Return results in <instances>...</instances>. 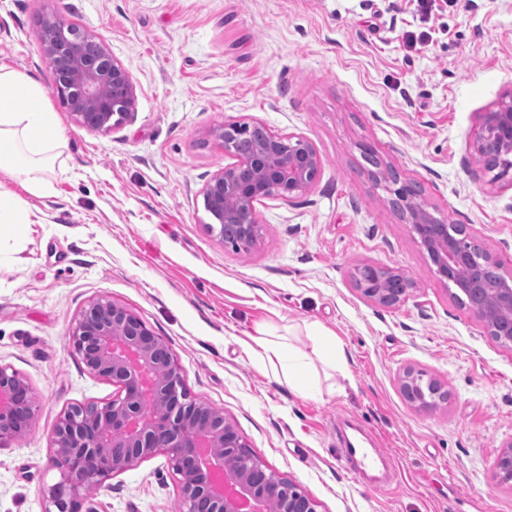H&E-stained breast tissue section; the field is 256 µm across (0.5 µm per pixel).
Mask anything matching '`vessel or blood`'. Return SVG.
Listing matches in <instances>:
<instances>
[{
	"label": "vessel or blood",
	"instance_id": "obj_1",
	"mask_svg": "<svg viewBox=\"0 0 512 512\" xmlns=\"http://www.w3.org/2000/svg\"><path fill=\"white\" fill-rule=\"evenodd\" d=\"M339 460L347 473L372 490L389 489L397 480L391 456L360 439H346Z\"/></svg>",
	"mask_w": 512,
	"mask_h": 512
}]
</instances>
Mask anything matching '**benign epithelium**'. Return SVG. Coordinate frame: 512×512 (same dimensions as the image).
Listing matches in <instances>:
<instances>
[{"label":"benign epithelium","instance_id":"obj_1","mask_svg":"<svg viewBox=\"0 0 512 512\" xmlns=\"http://www.w3.org/2000/svg\"><path fill=\"white\" fill-rule=\"evenodd\" d=\"M40 52L54 76V92L92 131L106 132L131 118L137 93L124 65L102 36L54 13L41 17L37 32ZM212 137L235 162L213 173L204 190L210 232L232 240L237 251L251 249L260 235L255 202L278 198L288 203L308 192L322 161L307 138L281 134L262 124L231 122ZM473 151L497 182L512 176V89L482 114ZM377 183L390 182L391 204L401 212L419 238L441 278L463 294L481 298L487 264L501 275L490 299L473 307L489 335L512 345V273L487 253L477 258L464 249L468 237L463 224H447L435 217L420 199L417 188L400 182L375 157ZM472 277L460 281L457 271L476 262ZM354 283L372 301L395 307L414 288L404 273L374 265L357 269ZM70 343L89 371L117 387L112 399L76 404L60 417L53 432L51 462L60 473L48 489L44 512H83L89 488L135 469L142 460L162 455L177 476L182 512H264L270 501L280 512H317L318 503L287 478L264 466L224 413L197 401L187 391L180 367L162 341L126 307L104 298L90 301L70 332ZM423 372L408 368L400 376L401 389L421 404L415 388ZM36 399L29 384L0 365V441L25 435L35 418ZM496 474L512 480V442L497 458Z\"/></svg>","mask_w":512,"mask_h":512}]
</instances>
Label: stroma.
<instances>
[{
    "label": "stroma",
    "mask_w": 512,
    "mask_h": 512,
    "mask_svg": "<svg viewBox=\"0 0 512 512\" xmlns=\"http://www.w3.org/2000/svg\"><path fill=\"white\" fill-rule=\"evenodd\" d=\"M47 12L99 33L129 71L137 111L118 129L81 127L52 93L37 41ZM0 21V67L46 89L66 137L46 196L0 173L31 210L23 242L0 252V365L38 404L29 433L0 445V512H43L60 415L116 392L69 342L99 297L159 336L190 395L318 512H512V483L494 468L512 441V348L436 274L361 151L512 270V181H492L472 149L483 112L512 89V0H0ZM229 120L303 136L322 159L309 193L257 203L247 253L208 231L203 203L233 161L210 137ZM365 264L410 277V297L392 308L364 297L351 274ZM310 323L343 344L348 372L314 361L322 392L304 399L254 339L265 327L307 352ZM408 367L444 384L447 403L408 402ZM344 416L392 457V488L342 469ZM92 496L97 512H181L160 455Z\"/></svg>",
    "instance_id": "obj_1"
}]
</instances>
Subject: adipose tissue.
<instances>
[{
	"label": "adipose tissue",
	"mask_w": 512,
	"mask_h": 512,
	"mask_svg": "<svg viewBox=\"0 0 512 512\" xmlns=\"http://www.w3.org/2000/svg\"><path fill=\"white\" fill-rule=\"evenodd\" d=\"M62 145V124L48 105L43 87L24 73L0 67V172L23 178L30 193L45 195L49 186L43 174L59 158ZM308 337L312 342L308 354L268 330L256 339L267 358L277 361L290 388L303 397L319 391L311 372L313 360L335 369L348 364L346 351L335 336L312 326Z\"/></svg>",
	"instance_id": "ef3b65f1"
}]
</instances>
